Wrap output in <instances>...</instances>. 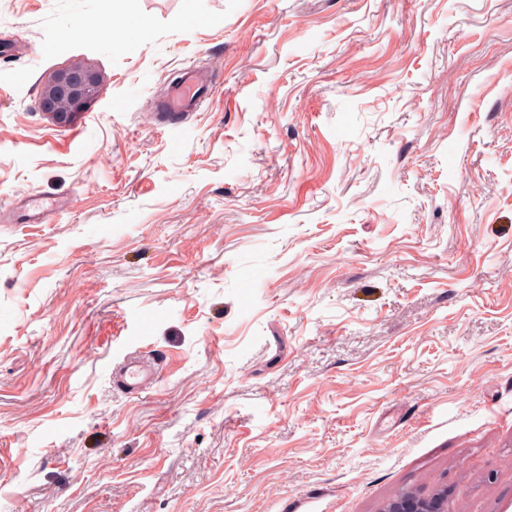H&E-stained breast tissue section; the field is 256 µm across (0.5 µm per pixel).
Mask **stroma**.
Returning a JSON list of instances; mask_svg holds the SVG:
<instances>
[{
    "label": "stroma",
    "mask_w": 512,
    "mask_h": 512,
    "mask_svg": "<svg viewBox=\"0 0 512 512\" xmlns=\"http://www.w3.org/2000/svg\"><path fill=\"white\" fill-rule=\"evenodd\" d=\"M0 211V512H512V0H0ZM103 88L99 72L81 64L53 71L42 86L38 108L60 126L69 125ZM210 90V80L198 67H189L184 77L171 83L167 94L159 100L157 109L164 115L178 118L197 112ZM117 378L118 387L128 394H137L157 380V366L139 357H130L119 367ZM447 489L436 492L403 493L387 502L382 512H447Z\"/></svg>",
    "instance_id": "35a3bbf8"
}]
</instances>
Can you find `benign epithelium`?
I'll return each mask as SVG.
<instances>
[{
	"mask_svg": "<svg viewBox=\"0 0 512 512\" xmlns=\"http://www.w3.org/2000/svg\"><path fill=\"white\" fill-rule=\"evenodd\" d=\"M103 88L99 72L81 64L53 71L42 86L38 108L56 124L66 126L97 98ZM448 490L403 493L387 502L382 512H448Z\"/></svg>",
	"mask_w": 512,
	"mask_h": 512,
	"instance_id": "7a95c632",
	"label": "benign epithelium"
}]
</instances>
